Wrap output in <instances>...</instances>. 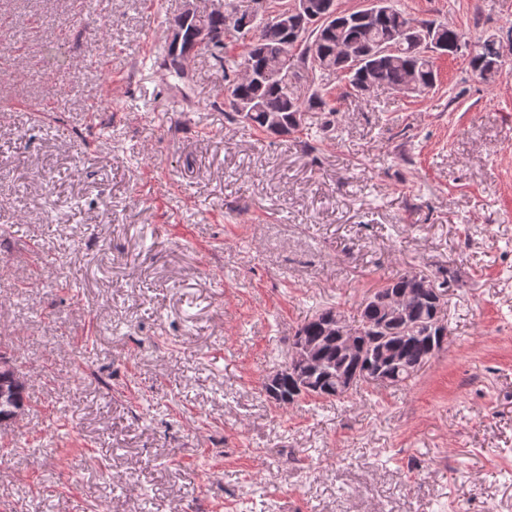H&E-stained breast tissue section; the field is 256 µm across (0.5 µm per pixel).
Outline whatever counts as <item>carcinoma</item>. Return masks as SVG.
I'll list each match as a JSON object with an SVG mask.
<instances>
[{"instance_id": "obj_1", "label": "carcinoma", "mask_w": 512, "mask_h": 512, "mask_svg": "<svg viewBox=\"0 0 512 512\" xmlns=\"http://www.w3.org/2000/svg\"><path fill=\"white\" fill-rule=\"evenodd\" d=\"M383 6L375 15L366 18L359 11H351L327 26H317L303 32L302 37L318 42L320 63H308L310 71L324 74L347 72L351 89L377 84L391 90L405 86L409 79L430 89L435 87L438 72L435 55L424 47L412 49L401 41L404 28L413 24L433 29L432 40L441 45L440 53L453 55L456 40L463 36L459 29L432 21H415L394 7L391 0H382ZM237 25L233 26L244 50L238 54L228 47L212 54L224 69V112L228 119L244 124L256 131L277 136L300 132L295 114L308 109L328 111L324 94L316 89L306 99L294 95L287 83L263 76L268 51L283 43L292 29L276 24L249 25L245 18L251 11L239 12ZM356 47L362 53L361 64L348 70L344 49ZM499 58L492 49L481 45L470 57L471 70L479 74L485 65ZM432 280L416 274L401 273L377 288L363 303L356 328L362 342L367 344L365 358L355 360L328 331L326 319L332 308H322L302 323L295 332L317 347L313 360L305 365L308 383L302 385L284 365L266 377L263 391L278 405L297 401L306 392L323 399L340 398L336 392V376L358 367L371 366L381 370L382 385H398L414 375V366L424 357L442 348L437 338L436 325L444 322L441 312L446 304L443 291L429 290ZM416 293L403 308L402 314L388 318V311L381 299ZM26 382L19 370L10 365L0 354V426L16 421L24 410Z\"/></svg>"}]
</instances>
